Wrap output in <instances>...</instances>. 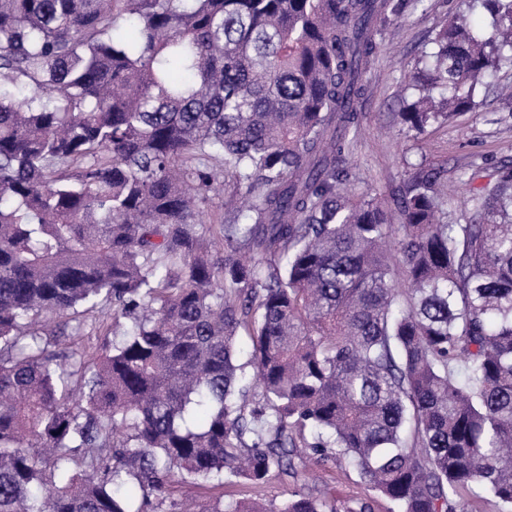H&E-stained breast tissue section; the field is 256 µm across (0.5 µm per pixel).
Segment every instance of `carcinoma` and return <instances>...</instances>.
<instances>
[{"instance_id": "carcinoma-1", "label": "carcinoma", "mask_w": 512, "mask_h": 512, "mask_svg": "<svg viewBox=\"0 0 512 512\" xmlns=\"http://www.w3.org/2000/svg\"><path fill=\"white\" fill-rule=\"evenodd\" d=\"M407 2L0 0V512H370L168 502L336 458L397 512L512 509V165L450 221L443 169L388 202L346 162ZM480 2L491 29L454 16L408 77L407 130L512 63V0ZM216 164L248 209L205 224ZM106 306L130 327L91 357Z\"/></svg>"}]
</instances>
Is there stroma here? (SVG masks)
<instances>
[{"label":"stroma","instance_id":"stroma-1","mask_svg":"<svg viewBox=\"0 0 512 512\" xmlns=\"http://www.w3.org/2000/svg\"><path fill=\"white\" fill-rule=\"evenodd\" d=\"M467 13L474 24L490 22L483 8H470L468 0H425L408 5L405 12L388 26L373 66L364 76L365 94L361 100L363 122L350 149L355 184L388 199L402 186L411 166L423 163L443 168L456 193L448 197V216L455 219L464 211L465 188L460 182L473 178L485 183L494 166L512 164V120L494 122L502 111L498 89L512 84V67L497 71L488 89L479 91L475 107L448 122L429 127L413 136L402 131L396 120L404 100L405 83L417 64L421 49L458 13ZM296 491L328 493L338 504L354 501L369 503L371 512H393V504L368 488L357 471L345 460L329 461L320 468V479H302L271 473L263 487L255 488L241 479L225 480L223 485L206 486L174 481L169 493L178 502L205 504L215 498L287 499Z\"/></svg>","mask_w":512,"mask_h":512}]
</instances>
